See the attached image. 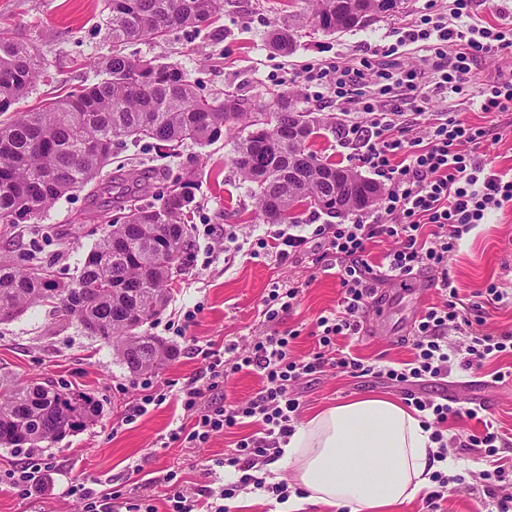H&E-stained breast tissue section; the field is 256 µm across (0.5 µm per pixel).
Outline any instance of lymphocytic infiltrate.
<instances>
[{
  "mask_svg": "<svg viewBox=\"0 0 512 512\" xmlns=\"http://www.w3.org/2000/svg\"><path fill=\"white\" fill-rule=\"evenodd\" d=\"M401 44H421L429 52L433 74L450 93L470 94L474 70L486 56L512 51V19L488 23L477 18L475 0H452L448 15L423 16L403 31ZM369 60L342 64L336 68V104L340 110L368 114L367 124L340 127L344 147L358 152L373 172L384 178L388 190L370 219L358 218L348 224H318L300 234L281 235L276 257L287 260L318 243L315 261L323 271H334L340 298L334 309L317 318L314 335L318 350L300 360L290 354L296 331L287 330L255 341L247 354L225 362L223 354L210 352L211 382L245 369L257 370L265 388L246 404L224 407L202 406L205 387L189 381L179 392L190 426L171 430L170 441L202 445L213 435L251 419L261 427L260 435L239 440L225 453L220 464L239 474L236 482L220 490V502L205 507L203 501L184 490L175 472H167V500L170 512H224L223 500L253 487L265 489L279 500L288 497L286 483L267 484L257 471L260 461L271 458L279 442L287 440L301 412V400L293 383L336 367L355 377L374 375L387 382L404 384L424 378L447 377L451 366L470 372L481 371L490 359L512 355V333L497 336L475 333L472 323L458 307L459 290L448 274V254L476 224L492 210L512 202V173L493 170L481 148L487 136L483 126L471 124L459 114L449 113L425 122L421 135H414V120L423 116L418 102V74L411 69L380 70L381 86L365 91L360 83ZM384 236L394 246L381 263L368 260L367 245ZM436 272L442 304L428 307L415 327L414 356L401 367L367 364L343 351H336L338 339L360 335L362 318L376 285L382 281L411 278L421 271ZM468 335L471 345L455 346L451 334ZM406 401L420 412L432 431L438 459L448 454V437L443 427L448 420L475 419V408L456 409L436 399L408 392Z\"/></svg>",
  "mask_w": 512,
  "mask_h": 512,
  "instance_id": "f902f5d3",
  "label": "lymphocytic infiltrate"
}]
</instances>
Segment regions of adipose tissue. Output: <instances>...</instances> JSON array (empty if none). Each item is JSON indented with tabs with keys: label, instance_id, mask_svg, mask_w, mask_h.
<instances>
[{
	"label": "adipose tissue",
	"instance_id": "obj_1",
	"mask_svg": "<svg viewBox=\"0 0 512 512\" xmlns=\"http://www.w3.org/2000/svg\"><path fill=\"white\" fill-rule=\"evenodd\" d=\"M437 445L419 417L384 396L322 407L296 425L270 474L292 469L297 493L275 512L320 503L332 512H393L430 487Z\"/></svg>",
	"mask_w": 512,
	"mask_h": 512
}]
</instances>
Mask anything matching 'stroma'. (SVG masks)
I'll list each match as a JSON object with an SVG mask.
<instances>
[{"mask_svg": "<svg viewBox=\"0 0 512 512\" xmlns=\"http://www.w3.org/2000/svg\"><path fill=\"white\" fill-rule=\"evenodd\" d=\"M288 0H224L219 18L200 31H178L164 40H143L128 50L140 57L173 62L182 67L202 93L241 88L247 94L272 99L285 92L294 95L299 108L319 117H331L335 127L321 130L312 148L318 156L369 176L367 166L339 145L337 127L364 123L360 112L336 106L333 79L308 83L300 74L306 66L332 69L336 63L370 59L383 66L403 27L422 15L447 12L448 0H405L395 16L345 33L326 36L311 27L299 28L293 54L285 56L266 46V35L287 17ZM107 0H0V34L11 42L33 47L43 62V72L30 95L1 115L11 120L37 110L44 100L91 83L89 61L109 55L112 44L104 19ZM401 61L421 71L426 119L456 110L467 120L487 123L489 133L482 152L498 170L512 169V112L497 113L485 122L461 97L436 90L431 67L421 53L409 51ZM235 140L223 137L209 146L190 145L174 157L159 156L151 143L127 144L118 151L119 166L139 174L150 188L146 205L157 203L171 182L193 173L191 247L183 254L170 282L162 314L146 330L176 349L175 358L160 368L130 374L106 341L86 336L77 325L56 322L46 310L33 307L19 317L0 322V377L19 382L52 381L95 398L102 414L85 430L66 435L40 448L42 471L30 492L12 485L14 473L25 465L27 448L0 446V512H86L85 504L66 496L70 482H82L96 495H110L134 512L142 500H152L158 512H168L163 474L176 472L188 490H215L233 482V473L217 467L224 451L242 437L258 432L254 422L220 433L202 446L168 443L172 429L187 423L177 395L188 381L206 384V362L201 352L224 350L236 344L248 350L268 334L297 331L292 344L295 358L315 352L311 332L317 317L336 307L340 288L335 275L319 270L311 255L280 261L275 247L280 233L292 232L291 223L267 224L256 217L247 185L232 165ZM117 166L105 167L84 189L59 199L36 223H0V262L17 267L38 259L52 275L66 279L82 267L87 253L107 228L111 200L117 190L112 178ZM267 246L254 250L257 239ZM448 274L459 289L460 308L478 321V333L499 335L512 331V303L486 304L479 289L490 282L512 281V205L490 215L465 235L448 257ZM299 290L290 313L267 321L264 301L272 284ZM196 318L184 326L185 311ZM379 307L365 313L363 337L342 342L343 351L368 363L398 365L412 358L413 335L389 337L380 323ZM512 368V356L486 363L478 373L453 368L447 378L420 382V391L435 397L451 396L456 406L481 405L488 420L510 443L499 449L504 469L502 486L512 493V379L494 382L498 370ZM265 386L258 372L241 371L225 378L216 391L218 402L238 405L256 396ZM164 395L163 404L126 425L122 419L139 403L145 391ZM303 414L351 398L383 394L403 400L401 387L373 376L353 377L333 367L295 387ZM490 458L470 448L448 454L449 475H464L466 485L449 484L438 512H491L484 500L479 474L491 468Z\"/></svg>", "mask_w": 512, "mask_h": 512, "instance_id": "1", "label": "stroma"}]
</instances>
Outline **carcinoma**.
<instances>
[{"label": "carcinoma", "mask_w": 512, "mask_h": 512, "mask_svg": "<svg viewBox=\"0 0 512 512\" xmlns=\"http://www.w3.org/2000/svg\"><path fill=\"white\" fill-rule=\"evenodd\" d=\"M306 8L268 34V45L288 55L295 49V28L310 22L329 35L359 27L349 0H303ZM224 0H108L107 34L112 55L89 63L97 82L0 123V223L25 224L63 195L90 184L112 160V146L151 139L160 151L186 142L213 144L226 131L245 130L238 138L232 163L250 183L255 212L268 224H281L300 207L335 191L324 179L338 164L323 161L307 140L282 139L259 156L257 114L269 112L283 123L288 115H311L283 93L269 104L252 103L233 92L224 98L198 93L186 71L174 64L127 56L118 46L157 38L176 30L197 29L211 22ZM42 73L33 49L0 39V112L25 97ZM300 157L307 168L302 190L282 182L288 164ZM123 201L112 208V223L88 252L83 266L67 281L38 268L0 264V320L29 308L48 307L53 318L82 325L94 322L98 338L113 341L119 360L133 374L156 368L176 355L156 336L129 322L131 312L147 314L152 323L167 303L172 270L189 246L188 205L191 180L166 187L161 204L132 206L135 180H121ZM165 224L174 251L156 257V238L133 236L135 224ZM129 240L125 259L114 261L112 240ZM100 415L97 401L85 393L65 392L51 383L21 384L0 379V445L39 447L76 433Z\"/></svg>", "instance_id": "cac0c4a2"}]
</instances>
